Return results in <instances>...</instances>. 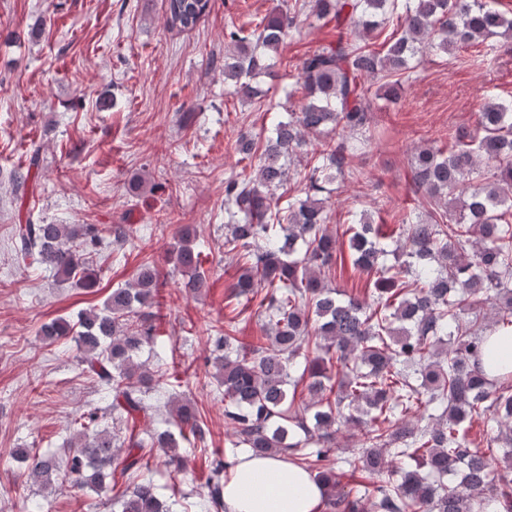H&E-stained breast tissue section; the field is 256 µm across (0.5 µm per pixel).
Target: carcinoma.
<instances>
[{
    "label": "carcinoma",
    "instance_id": "obj_1",
    "mask_svg": "<svg viewBox=\"0 0 512 512\" xmlns=\"http://www.w3.org/2000/svg\"><path fill=\"white\" fill-rule=\"evenodd\" d=\"M209 0H166L171 26L194 29ZM307 16L335 23L336 41L307 54L299 64L306 102L288 119L257 138L244 133L239 151L257 157L254 175L224 181V249L239 275L228 299L236 300L224 333L208 337L224 427L232 435L225 456L214 457L207 495L179 504L165 499L151 474L148 456L165 449L162 465L186 472L181 445L205 443L207 420L189 403L172 400L168 412L150 403L167 386L164 364L157 370L140 360L160 346L154 307L159 272L152 261L139 265L133 280L112 289L102 308L75 321L41 326L47 341L74 336L85 372L103 388L112 423L100 409L72 422L73 436L62 458L17 450L41 490L64 479L73 486L105 489L120 475L126 488L112 495V512H226L224 483L240 451L280 456L325 486L330 512H512V372L493 386L481 366L491 332L512 327V101L489 99L473 132L452 137L446 147L414 149L415 186L431 205L402 220L397 240L382 241L371 214L352 215L345 230L355 269L373 278L375 308L344 298L327 283L336 267V238L328 230L322 192L344 177L347 160L366 145V75L380 90L402 96L414 62L430 52L451 53L499 36L512 38V17L488 0H304L263 17L248 35L233 27L224 34V83L243 101L267 97L259 78L270 74L285 37ZM400 36L384 50L366 41L387 23ZM336 132L321 144L304 174L305 197L282 202L279 190L304 153L306 136ZM16 254L80 288L96 286L98 274L86 261L101 244L94 224H36L18 219ZM174 267L193 295L208 286L196 233L180 228L170 251ZM500 302L501 314L482 325L483 303ZM255 307L265 341L247 344L234 322ZM471 315L468 324L461 315ZM306 365L311 402L294 408L289 394L295 359ZM339 371H333L334 367ZM422 411L429 423L406 419ZM440 415L435 416L433 412ZM484 418L491 448L503 442L502 471L485 452L470 447L462 424ZM360 432L357 456L336 457V434ZM391 457L402 463L389 471ZM387 480L356 494L344 490L336 469Z\"/></svg>",
    "mask_w": 512,
    "mask_h": 512
}]
</instances>
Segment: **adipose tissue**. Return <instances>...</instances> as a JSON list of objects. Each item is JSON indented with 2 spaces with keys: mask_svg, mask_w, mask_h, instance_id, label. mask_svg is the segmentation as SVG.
<instances>
[{
  "mask_svg": "<svg viewBox=\"0 0 512 512\" xmlns=\"http://www.w3.org/2000/svg\"><path fill=\"white\" fill-rule=\"evenodd\" d=\"M323 488L280 457L238 455L224 487L229 512H320Z\"/></svg>",
  "mask_w": 512,
  "mask_h": 512,
  "instance_id": "obj_1",
  "label": "adipose tissue"
}]
</instances>
